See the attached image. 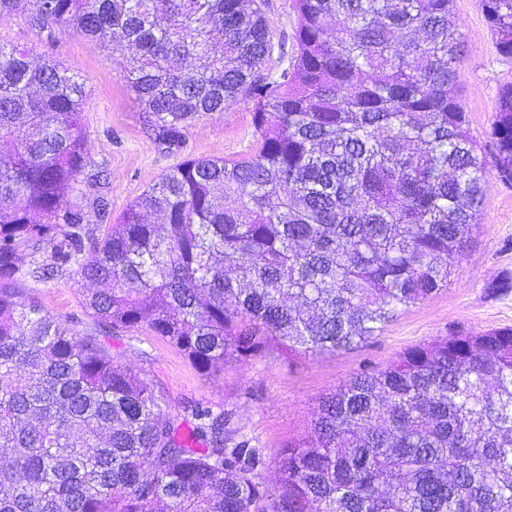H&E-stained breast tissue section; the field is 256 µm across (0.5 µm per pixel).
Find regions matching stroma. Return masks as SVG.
Instances as JSON below:
<instances>
[{
    "mask_svg": "<svg viewBox=\"0 0 512 512\" xmlns=\"http://www.w3.org/2000/svg\"><path fill=\"white\" fill-rule=\"evenodd\" d=\"M453 9L465 53L450 92L463 103L472 136L486 148L499 90L512 82V59L498 52L479 0H453ZM0 43L51 57L85 80L89 166L102 171L100 193L108 203L105 212L88 213L94 236L116 223L131 202L180 161L233 160L253 148L251 102L199 114L170 148L160 143L123 78L126 52L63 30L50 37L40 34L21 13L0 17ZM485 180L486 200L472 247L447 288L402 311L366 345L292 363L273 345L264 357L226 362L223 373L205 377L176 347L148 332L105 336L101 342L117 363L134 367L152 384L164 412H182L192 402L231 411L232 429L263 449L264 476L274 481L283 449L306 434L323 394L362 371L386 368L410 347L451 331L477 335L512 327V183L503 182L492 166ZM22 286L44 311L67 321L77 337L97 334L98 324L84 305L88 283L76 266L46 281L25 279Z\"/></svg>",
    "mask_w": 512,
    "mask_h": 512,
    "instance_id": "1",
    "label": "stroma"
}]
</instances>
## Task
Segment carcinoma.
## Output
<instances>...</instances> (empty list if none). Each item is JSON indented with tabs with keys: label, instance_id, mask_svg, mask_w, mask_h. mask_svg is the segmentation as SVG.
Masks as SVG:
<instances>
[{
	"label": "carcinoma",
	"instance_id": "cac0c4a2",
	"mask_svg": "<svg viewBox=\"0 0 512 512\" xmlns=\"http://www.w3.org/2000/svg\"><path fill=\"white\" fill-rule=\"evenodd\" d=\"M294 54L265 0H0L39 30L121 50L160 141L253 104L254 152L182 161L94 239L68 203L84 174V80L0 43V512H512V328L407 349L319 398L281 454L229 441L232 412L170 416L133 367L24 294L21 257L105 285L99 331L148 330L203 376L275 343L289 357L369 342L448 287L473 242L486 159L448 93L452 0H293ZM512 59V0H479ZM290 58L266 72L274 49ZM512 182V84L490 131ZM85 181H80V175ZM45 217L37 224L34 216Z\"/></svg>",
	"mask_w": 512,
	"mask_h": 512
}]
</instances>
